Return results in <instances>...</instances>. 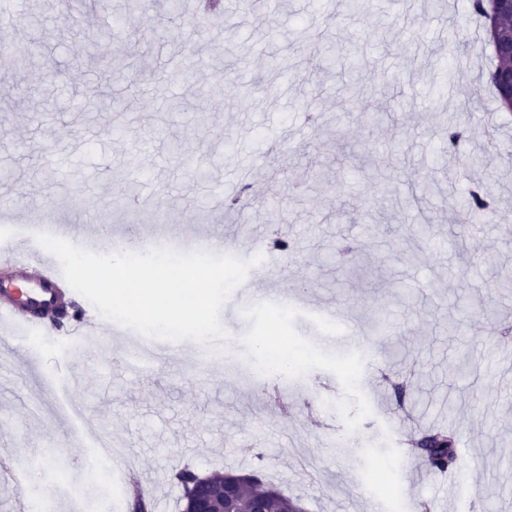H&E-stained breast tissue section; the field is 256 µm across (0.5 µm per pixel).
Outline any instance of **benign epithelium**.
<instances>
[{"label":"benign epithelium","mask_w":512,"mask_h":512,"mask_svg":"<svg viewBox=\"0 0 512 512\" xmlns=\"http://www.w3.org/2000/svg\"><path fill=\"white\" fill-rule=\"evenodd\" d=\"M495 55L512 58V34H495ZM492 81L498 87L506 107H512V74L495 70ZM239 477L224 474L220 481L212 482L205 477L199 485L184 489L183 512H267L264 501L255 498L244 501L239 496Z\"/></svg>","instance_id":"benign-epithelium-1"}]
</instances>
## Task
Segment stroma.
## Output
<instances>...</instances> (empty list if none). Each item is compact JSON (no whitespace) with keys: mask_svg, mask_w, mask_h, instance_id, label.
Returning a JSON list of instances; mask_svg holds the SVG:
<instances>
[{"mask_svg":"<svg viewBox=\"0 0 512 512\" xmlns=\"http://www.w3.org/2000/svg\"><path fill=\"white\" fill-rule=\"evenodd\" d=\"M29 16L0 67V169L15 171L0 195L15 205L8 225L28 235L48 210L80 223H121V187L100 169L137 181L136 210L156 234L223 233L246 246L249 233L295 227L294 249L265 253L256 287L301 291L338 310L373 341L332 348L328 320L310 310L252 315L232 294L223 359L172 355L154 372L117 367L128 340L90 338L66 373L63 394L46 384L57 371L54 336L22 328L0 333V458L26 470L23 484L0 472V512H31L45 488L53 512H128L143 472L151 512H179L173 477L228 470L256 473L303 512H487L512 500V349L494 346L512 325V112L498 108L485 74L491 52L471 0H367L344 13L328 0H291L288 10H243L226 0L204 21L187 11L167 19L160 0H24ZM117 19L120 39L104 48L92 30ZM386 43L367 42L378 23ZM163 37L147 42V32ZM318 33L355 74L315 72ZM354 79L362 111L349 112L341 86ZM140 94L105 135V114L72 111L93 84ZM256 86L241 108L239 86ZM173 96L190 111L164 115ZM463 128L472 166L448 150L447 129ZM181 145L171 161L167 140ZM208 171L198 181L184 159ZM256 193L237 210L217 207L241 177ZM493 204L482 222H449L448 208L473 189ZM168 220L158 224L156 212ZM416 224L434 237L409 239ZM350 241L351 254L337 253ZM288 339V366L261 372L260 344ZM402 377L405 406H381L377 391ZM447 424L464 458L450 480L419 469L403 420Z\"/></svg>","mask_w":512,"mask_h":512,"instance_id":"stroma-1","label":"stroma"}]
</instances>
